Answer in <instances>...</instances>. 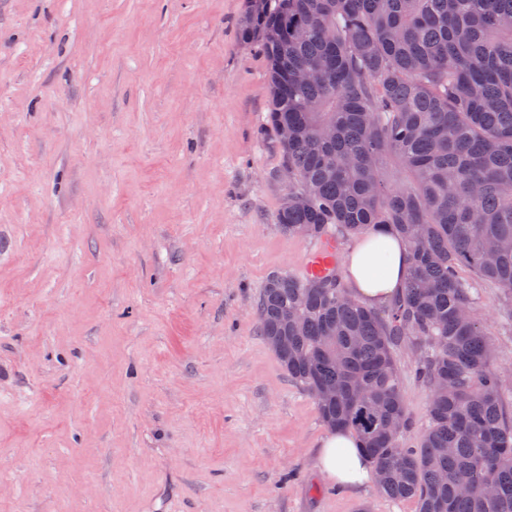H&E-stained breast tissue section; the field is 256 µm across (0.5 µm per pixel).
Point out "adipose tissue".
Masks as SVG:
<instances>
[{
  "label": "adipose tissue",
  "instance_id": "obj_1",
  "mask_svg": "<svg viewBox=\"0 0 512 512\" xmlns=\"http://www.w3.org/2000/svg\"><path fill=\"white\" fill-rule=\"evenodd\" d=\"M409 264L406 244L391 234L364 239L344 258V270L352 293L363 302L379 306L389 302L401 288ZM317 464L332 482L348 488L374 483L375 473L356 438L348 432L328 435Z\"/></svg>",
  "mask_w": 512,
  "mask_h": 512
}]
</instances>
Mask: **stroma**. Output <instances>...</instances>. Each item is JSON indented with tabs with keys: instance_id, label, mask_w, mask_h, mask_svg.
I'll return each instance as SVG.
<instances>
[{
	"instance_id": "stroma-1",
	"label": "stroma",
	"mask_w": 512,
	"mask_h": 512,
	"mask_svg": "<svg viewBox=\"0 0 512 512\" xmlns=\"http://www.w3.org/2000/svg\"><path fill=\"white\" fill-rule=\"evenodd\" d=\"M247 5L0 0V512H415L319 472L328 429L260 333L313 244L276 223ZM499 307L483 289L512 414Z\"/></svg>"
}]
</instances>
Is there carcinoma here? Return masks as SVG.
Wrapping results in <instances>:
<instances>
[{
  "mask_svg": "<svg viewBox=\"0 0 512 512\" xmlns=\"http://www.w3.org/2000/svg\"><path fill=\"white\" fill-rule=\"evenodd\" d=\"M240 38L267 62L281 231L318 244L390 232L411 254L383 308L334 271L270 273L261 335L324 424L355 436L380 494L417 512H512L505 380L475 313L489 286L512 322V0H249ZM302 69L322 81L294 82ZM402 346L429 393L416 447Z\"/></svg>",
  "mask_w": 512,
  "mask_h": 512,
  "instance_id": "obj_1",
  "label": "carcinoma"
}]
</instances>
